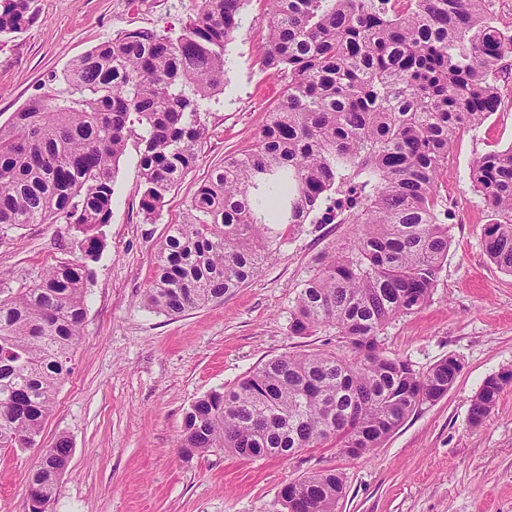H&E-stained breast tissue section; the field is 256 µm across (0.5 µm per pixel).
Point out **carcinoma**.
<instances>
[{"mask_svg": "<svg viewBox=\"0 0 512 512\" xmlns=\"http://www.w3.org/2000/svg\"><path fill=\"white\" fill-rule=\"evenodd\" d=\"M246 0H200L177 36L127 30L73 60L65 88L31 97L0 125V227L72 224L81 257L0 299V449L36 448L82 335L90 263L104 246L112 183L128 142L140 150L139 207L155 223L193 171L208 130L203 104L224 93V55ZM263 66L283 90L255 143L224 157L168 225L144 294L168 316L219 301L275 254L284 228L314 223L334 202L346 240L310 266L290 317L293 336L335 331L336 350L276 357L236 385L195 400L179 453L212 448L245 458L290 457L331 442L378 448L448 393L454 355L425 370L381 343L394 318L430 300L448 255V189L440 181L455 136L497 111L494 81L512 54V26L492 0H269ZM34 0H0V36L35 17ZM471 180L491 211L490 259L512 273V147L475 159ZM512 376L488 378L471 400L481 426ZM31 512H46L69 468V440L37 448ZM284 512H337L334 469L294 481Z\"/></svg>", "mask_w": 512, "mask_h": 512, "instance_id": "1", "label": "carcinoma"}]
</instances>
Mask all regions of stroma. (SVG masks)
<instances>
[{
    "label": "stroma",
    "instance_id": "1",
    "mask_svg": "<svg viewBox=\"0 0 512 512\" xmlns=\"http://www.w3.org/2000/svg\"><path fill=\"white\" fill-rule=\"evenodd\" d=\"M199 5L35 0V21L0 38V124L100 42L138 27L177 32ZM269 8L268 0L245 5L225 52L224 92L201 114L208 135L197 166L167 197L156 223H144L139 211L136 142L119 161L73 371L37 439L47 448L64 436L73 448L47 512H278L284 485L331 467L345 485L338 512H512V384L480 427L469 423L484 380L512 374V274L485 252L490 210L470 179L477 157L512 145V64L498 76L500 110L457 137L442 174L451 245L432 298L381 335L387 355L420 369L459 358L463 368L448 394L357 459L329 447L257 460L222 449L189 461L179 455L183 417L198 397L235 385L272 358L337 345L328 328L290 335L289 320L300 282L313 260L347 235L345 224L290 231L260 275L221 302L177 318L142 303L166 225L182 220L225 155L250 148L280 94V80L262 65ZM79 255L68 224L0 231V288L17 292L48 266ZM36 457V449L0 450V512H28L26 479Z\"/></svg>",
    "mask_w": 512,
    "mask_h": 512
}]
</instances>
